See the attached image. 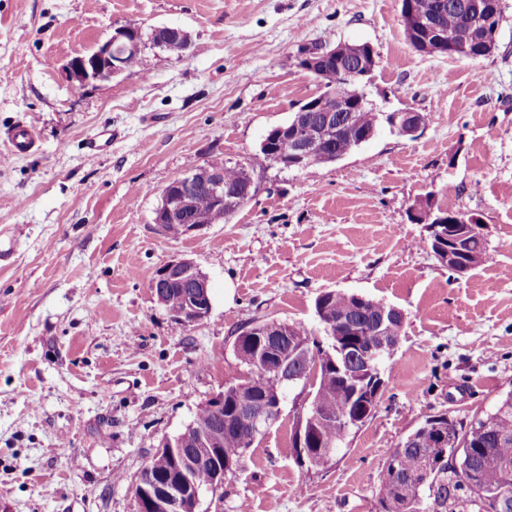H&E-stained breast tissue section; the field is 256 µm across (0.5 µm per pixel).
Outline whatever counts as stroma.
<instances>
[{"label":"stroma","mask_w":512,"mask_h":512,"mask_svg":"<svg viewBox=\"0 0 512 512\" xmlns=\"http://www.w3.org/2000/svg\"><path fill=\"white\" fill-rule=\"evenodd\" d=\"M497 50L472 62L406 40L400 0H0V137L34 125L37 149L0 164V512H135L162 442L247 371L233 343L257 320L326 335L315 300L364 295L406 314L381 366L374 417L318 468L297 464L293 401L197 512H376L392 448L425 417L490 412L512 392V0ZM133 22L149 73L76 87L66 64ZM178 27L182 55L150 43ZM326 40L370 44L377 110L421 112L419 136L380 123L342 159L267 160V132L320 94L298 64ZM112 130L88 158V141ZM219 155L253 170L228 223L172 239L153 222L163 188ZM474 214L492 255L460 276L426 242V201ZM208 275L209 317L182 326L149 283L176 259Z\"/></svg>","instance_id":"obj_1"}]
</instances>
